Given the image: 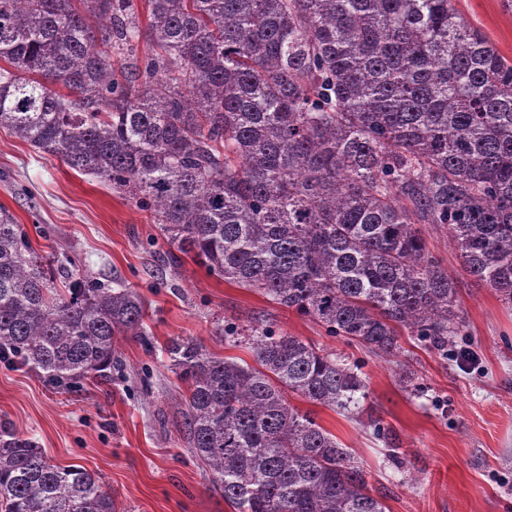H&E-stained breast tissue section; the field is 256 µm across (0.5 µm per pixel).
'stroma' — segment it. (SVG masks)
I'll return each mask as SVG.
<instances>
[{
    "mask_svg": "<svg viewBox=\"0 0 512 512\" xmlns=\"http://www.w3.org/2000/svg\"><path fill=\"white\" fill-rule=\"evenodd\" d=\"M458 13L512 59V10L502 0H454ZM0 205L41 254L80 260L79 276L136 289L145 337L117 339L122 372L84 387H53L28 368L0 363V425L35 439L53 463L76 464L101 477L117 512H233L178 430L183 384L165 347L193 337L217 354L251 360L247 346L223 343L224 324L258 319L336 355L359 361L367 384L364 414L340 415L304 398L289 401L350 448L372 495L389 512H512V305L475 283L446 229L422 225L428 249L460 282L467 346L465 370L413 337L398 356L368 354L357 342L326 336L322 326L225 281L182 256L150 211L100 179L46 158L0 129ZM409 367L418 390L402 388ZM379 419L405 458L397 469L388 445L368 425Z\"/></svg>",
    "mask_w": 512,
    "mask_h": 512,
    "instance_id": "obj_1",
    "label": "stroma"
}]
</instances>
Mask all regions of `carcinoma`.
Segmentation results:
<instances>
[{"label":"carcinoma","mask_w":512,"mask_h":512,"mask_svg":"<svg viewBox=\"0 0 512 512\" xmlns=\"http://www.w3.org/2000/svg\"><path fill=\"white\" fill-rule=\"evenodd\" d=\"M0 0V128L151 211L184 255L378 357L463 345L458 283L512 305V61L452 0ZM99 21L98 27L89 19ZM147 39L148 51L136 54ZM37 254L0 205V362L56 387L122 361L143 301ZM254 364L166 346L181 432L233 512H388L294 408L366 397L361 365L267 326ZM0 512H115L101 478L0 425Z\"/></svg>","instance_id":"1"}]
</instances>
